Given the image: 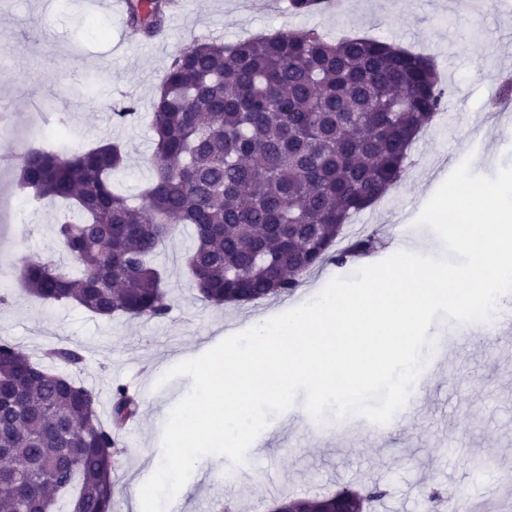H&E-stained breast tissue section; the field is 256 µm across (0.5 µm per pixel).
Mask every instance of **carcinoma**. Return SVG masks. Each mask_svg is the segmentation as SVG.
Masks as SVG:
<instances>
[{
  "mask_svg": "<svg viewBox=\"0 0 512 512\" xmlns=\"http://www.w3.org/2000/svg\"><path fill=\"white\" fill-rule=\"evenodd\" d=\"M167 0H128V22L153 37ZM447 97L427 55L377 38L330 41L315 29L283 30L226 44L194 43L176 55L154 105L151 183L136 198L112 189L124 167L117 144L65 154L24 152L19 185L66 200L56 235L71 269L24 258L20 278L35 298L95 316L157 318L171 309L150 258L180 225L193 230L185 264L202 298L244 305L294 294L312 272L377 248L374 233L337 247L352 219L404 177L418 132ZM51 354L77 368L67 346ZM100 393L0 339V512H119L112 473L120 434L139 402ZM380 485L283 496L294 512H370ZM430 509L446 508L428 487Z\"/></svg>",
  "mask_w": 512,
  "mask_h": 512,
  "instance_id": "obj_1",
  "label": "carcinoma"
}]
</instances>
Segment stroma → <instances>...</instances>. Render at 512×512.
<instances>
[{"instance_id": "35a3bbf8", "label": "stroma", "mask_w": 512, "mask_h": 512, "mask_svg": "<svg viewBox=\"0 0 512 512\" xmlns=\"http://www.w3.org/2000/svg\"><path fill=\"white\" fill-rule=\"evenodd\" d=\"M318 29L332 38L368 35L433 58L451 89L440 112L418 136L411 165L387 195L353 220L375 232L376 260L391 256L393 239L418 243L419 254L440 255L443 246L429 227L417 225L423 206L465 160L472 172L492 177L512 166V101L488 116V76L512 78V9L502 0H330L316 16L268 11L260 0H175L163 33L145 40L131 35L121 18L109 17L97 0H0V109L11 112L13 136L0 138V154L24 150L28 119L43 107L48 123L67 119L71 149L119 144L124 167L114 187L135 196L149 183L153 153L149 115L166 69L194 42L226 43L280 30ZM135 104L136 114L118 113ZM64 208L38 202L14 224L0 223V259L19 270L22 258L68 257L55 234ZM190 231L178 228L155 258L166 274L173 306L166 316L100 319L72 305L50 304L29 295L18 279L0 290V338L33 358L57 344L84 357L77 382L109 396L126 386L140 403L138 417L121 435L115 497L132 512L133 490L158 468L165 412L189 392L187 376L167 378L176 363L199 356L225 337L248 329L254 317L284 313L321 291L336 277L353 276L358 263L327 264L293 295L241 306L216 307L204 301L184 266ZM417 415L374 439L356 419L339 433H306L296 417L304 406L297 395L289 415L272 416L263 445L249 469L262 482L229 479L227 457L206 456L177 494L183 512H270L284 494L315 495L383 486L378 512H425L423 484L462 492L467 503L494 500L498 512H512L500 497L501 479L512 474V347L481 332L473 351L442 362L420 392Z\"/></svg>"}]
</instances>
